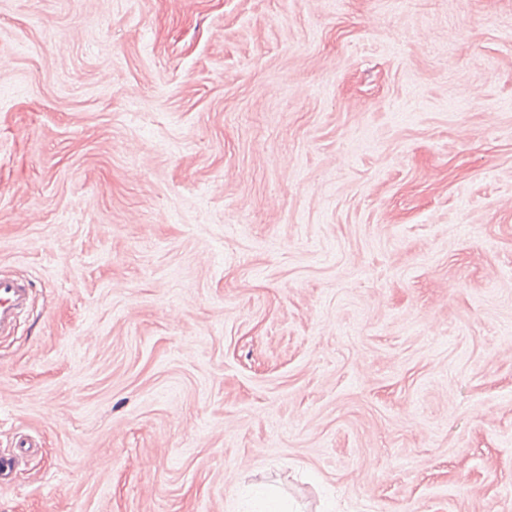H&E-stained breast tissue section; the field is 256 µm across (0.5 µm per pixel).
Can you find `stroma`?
<instances>
[{"instance_id":"35a3bbf8","label":"stroma","mask_w":512,"mask_h":512,"mask_svg":"<svg viewBox=\"0 0 512 512\" xmlns=\"http://www.w3.org/2000/svg\"><path fill=\"white\" fill-rule=\"evenodd\" d=\"M0 512H512V0H0ZM30 283L22 278L0 276V335L14 332L20 319L27 312Z\"/></svg>"}]
</instances>
